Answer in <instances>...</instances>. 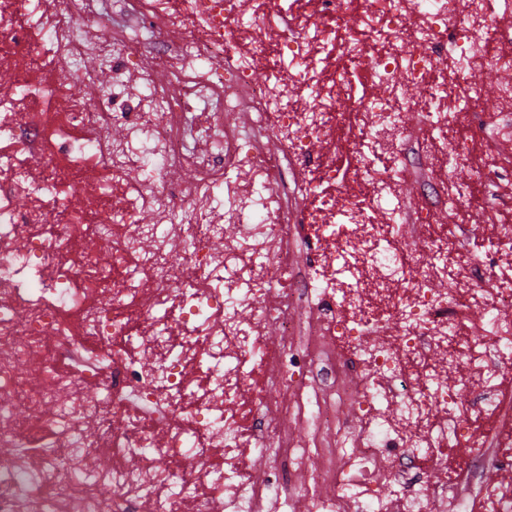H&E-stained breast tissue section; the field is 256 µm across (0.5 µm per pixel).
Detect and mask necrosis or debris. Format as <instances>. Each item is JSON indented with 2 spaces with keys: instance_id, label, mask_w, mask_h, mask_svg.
Masks as SVG:
<instances>
[{
  "instance_id": "necrosis-or-debris-1",
  "label": "necrosis or debris",
  "mask_w": 512,
  "mask_h": 512,
  "mask_svg": "<svg viewBox=\"0 0 512 512\" xmlns=\"http://www.w3.org/2000/svg\"><path fill=\"white\" fill-rule=\"evenodd\" d=\"M86 4L0 0V67L18 75L0 91V144L12 146L14 167L40 159L55 182L87 198L85 209L60 215L34 181L0 176V452L14 459L0 466V512H259L268 496L287 503L297 493L309 512H349L354 497L358 512H388L378 488L393 479L402 483L397 512H433L434 497L466 474L420 481L418 462L442 465L473 416L502 411L493 391L512 367V323L500 317L512 308V286L502 283L512 268L493 245L473 258L484 277L466 280L433 259L453 249L448 239H433L429 254L409 252L400 217L381 223L374 195L341 188L336 134L361 113L359 138L388 151L393 167L382 180L399 190L411 123L394 102L411 78L428 90L426 130L441 134L434 151L485 184V170L467 164L468 144L448 132L472 126L482 90L469 73L484 64L504 77L492 133L512 139V16L498 17L487 0H290L278 9L273 0H123L125 21L99 50L117 91L92 112L60 82L73 73L87 86L101 81L85 59ZM272 8L280 25L270 34ZM147 35L166 82L130 65ZM197 63L209 70L189 99L181 77ZM368 69L387 95L352 96ZM242 108L255 114L246 128L220 123ZM112 127L146 133L136 155L156 182L128 178L127 148L103 136ZM272 135L285 154L270 151ZM319 145L326 151L292 203L279 187L283 164L307 161ZM228 158L249 178L232 215L248 218L252 233L226 242L218 225L188 214L213 203ZM184 167L196 184L182 199L164 175ZM19 197L26 209L16 208ZM143 200L160 208V223L141 224ZM101 203L111 223L95 220ZM340 210L354 223L335 224ZM381 237L385 246L358 272L362 287L339 282L337 245L355 239L364 249ZM97 245L109 250L108 264ZM178 255L191 275H177ZM436 278L446 288H431ZM471 299L492 332L461 329ZM300 304L313 330L303 354L269 348L266 326L300 333L291 314ZM241 307L252 315L246 330L234 321ZM434 349L464 372L444 380ZM139 351L155 367L137 361ZM24 361L31 374L19 372ZM254 368L265 383L305 392L312 372L326 391L293 407L258 399L277 417L304 419L312 442L266 433L264 477L247 482L238 464L213 467L211 451H239ZM471 390L480 398H468ZM351 398L376 419L374 430L358 433L341 419ZM111 446L120 458L87 483L83 462ZM287 462L307 473L295 493L281 481ZM179 486L194 495L176 494Z\"/></svg>"
}]
</instances>
